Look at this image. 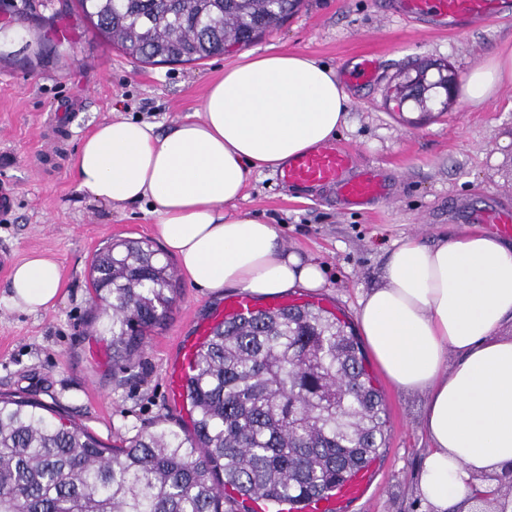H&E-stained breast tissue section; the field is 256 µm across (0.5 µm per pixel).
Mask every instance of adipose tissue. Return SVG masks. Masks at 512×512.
<instances>
[{
    "instance_id": "ef3b65f1",
    "label": "adipose tissue",
    "mask_w": 512,
    "mask_h": 512,
    "mask_svg": "<svg viewBox=\"0 0 512 512\" xmlns=\"http://www.w3.org/2000/svg\"><path fill=\"white\" fill-rule=\"evenodd\" d=\"M512 79V54L474 68L468 99ZM337 71L301 52L242 53L225 67L200 112L166 133L118 117L80 143L77 189L109 206L146 202L165 252L196 288H238L256 298L325 285L318 263L289 250L273 225L230 215L253 172L274 170L329 142L347 121ZM61 267L35 252L10 274L7 305L55 306ZM512 242L477 226L432 244L396 241L383 284L359 302L357 322L395 387L427 395L429 439L419 492L431 512H473L475 495L512 470Z\"/></svg>"
}]
</instances>
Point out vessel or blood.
Segmentation results:
<instances>
[{
  "label": "vessel or blood",
  "mask_w": 512,
  "mask_h": 512,
  "mask_svg": "<svg viewBox=\"0 0 512 512\" xmlns=\"http://www.w3.org/2000/svg\"><path fill=\"white\" fill-rule=\"evenodd\" d=\"M399 13L409 19L430 17L452 29L484 26L511 15L512 0H399ZM278 178L307 190L331 189L337 200L348 208L368 206L387 195L379 169H357L351 152L335 146H322L291 160L281 169ZM194 357L193 346H184L179 365L171 376L173 394L181 393ZM368 486V471H360L326 497L312 500L308 512H338L340 504L360 499Z\"/></svg>",
  "instance_id": "1"
}]
</instances>
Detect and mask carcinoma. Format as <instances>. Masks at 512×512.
I'll return each instance as SVG.
<instances>
[{
	"label": "carcinoma",
	"mask_w": 512,
	"mask_h": 512,
	"mask_svg": "<svg viewBox=\"0 0 512 512\" xmlns=\"http://www.w3.org/2000/svg\"><path fill=\"white\" fill-rule=\"evenodd\" d=\"M302 0H25L44 24L75 11L143 63L182 64L246 46ZM438 64L403 72L395 91L422 112L418 91ZM91 287L108 320L112 359L130 362L170 315L176 278L141 241L94 257ZM357 336L313 305L259 311L217 325L183 385L192 432L157 422L107 446L38 401L0 395V512H223L224 487L297 512L370 466L386 410L367 380Z\"/></svg>",
	"instance_id": "carcinoma-1"
}]
</instances>
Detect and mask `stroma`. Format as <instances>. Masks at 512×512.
Masks as SVG:
<instances>
[{"instance_id":"stroma-1","label":"stroma","mask_w":512,"mask_h":512,"mask_svg":"<svg viewBox=\"0 0 512 512\" xmlns=\"http://www.w3.org/2000/svg\"><path fill=\"white\" fill-rule=\"evenodd\" d=\"M396 0H303L300 10L266 33L251 51L302 52L346 76L352 64L374 60L371 83L348 81L347 124L333 143L353 152L359 167L381 170L387 197L366 209H344L325 190L304 191L252 174L235 213L274 224L283 242L325 268L326 285L289 290L288 300L323 305L356 323L361 297L382 283L392 244L413 234L432 243L471 224L475 212L512 213V83L470 102L454 94L447 111L397 107L388 89L418 60L451 64L458 80L491 55L512 50V16L487 26L448 30L425 20L412 25ZM0 10L11 22L0 63V188L12 192L0 214V253L19 262L34 252L61 264L60 302L45 312L8 308L9 270L0 268V393L33 398L69 416L103 443L130 438L154 422L190 431L186 404L171 398L169 373L179 348L193 340L235 294H210L178 279L170 317L153 329L137 358L114 363L106 319L98 317L90 265L109 242H151L149 205L109 207L76 188L72 161L82 138L119 115L162 133L194 114L211 81L236 53L188 64L145 65L101 38L76 14L59 16L43 33ZM365 365L383 393L388 427L374 463L372 486L341 512H428L419 492L429 441L423 430L426 395L397 389L373 359Z\"/></svg>"}]
</instances>
